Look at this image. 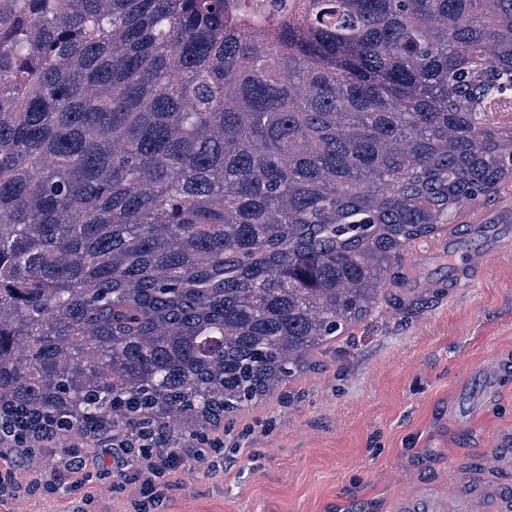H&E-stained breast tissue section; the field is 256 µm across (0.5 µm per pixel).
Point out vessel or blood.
<instances>
[{
    "label": "vessel or blood",
    "mask_w": 512,
    "mask_h": 512,
    "mask_svg": "<svg viewBox=\"0 0 512 512\" xmlns=\"http://www.w3.org/2000/svg\"><path fill=\"white\" fill-rule=\"evenodd\" d=\"M512 244V225L478 224L470 239L448 237L434 249L448 275L420 281L413 292H397L402 308L425 311L439 307L461 289L481 278L485 267L503 246ZM459 482L450 493L422 489L391 496L387 512H512V489L504 482L512 477V448L479 452L461 463Z\"/></svg>",
    "instance_id": "obj_1"
}]
</instances>
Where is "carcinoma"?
I'll use <instances>...</instances> for the list:
<instances>
[{"mask_svg": "<svg viewBox=\"0 0 512 512\" xmlns=\"http://www.w3.org/2000/svg\"><path fill=\"white\" fill-rule=\"evenodd\" d=\"M512 182V0H0V441L218 426Z\"/></svg>", "mask_w": 512, "mask_h": 512, "instance_id": "obj_1", "label": "carcinoma"}]
</instances>
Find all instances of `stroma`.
<instances>
[{
	"mask_svg": "<svg viewBox=\"0 0 512 512\" xmlns=\"http://www.w3.org/2000/svg\"><path fill=\"white\" fill-rule=\"evenodd\" d=\"M312 358L223 425L173 432L175 457L139 438L129 456L108 434L24 456L2 443L0 512H384L392 494L448 488L470 449L512 433V248L434 312L379 299Z\"/></svg>",
	"mask_w": 512,
	"mask_h": 512,
	"instance_id": "obj_1",
	"label": "stroma"
}]
</instances>
